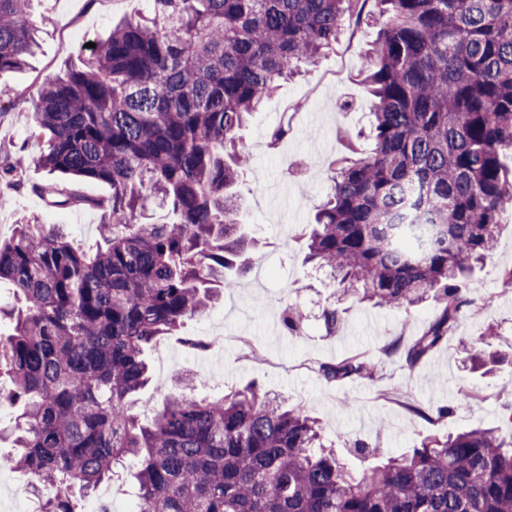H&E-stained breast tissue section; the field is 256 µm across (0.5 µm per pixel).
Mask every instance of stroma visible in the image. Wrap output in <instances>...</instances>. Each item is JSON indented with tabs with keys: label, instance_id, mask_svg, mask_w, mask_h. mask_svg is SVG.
<instances>
[{
	"label": "stroma",
	"instance_id": "stroma-1",
	"mask_svg": "<svg viewBox=\"0 0 512 512\" xmlns=\"http://www.w3.org/2000/svg\"><path fill=\"white\" fill-rule=\"evenodd\" d=\"M31 8L48 19L40 49L26 70L0 74V148L27 154L40 150L24 117L39 85L77 65L84 54L73 44V34L97 42L125 16L149 14L150 0H33ZM376 39L373 23L346 26L336 46L282 83L242 130L250 165L238 186L240 218L251 224L267 272L250 270L206 313L187 321L186 332L211 340L208 351L190 355L175 338L160 340L151 354L152 381L145 392L151 403H161L184 372L195 376L202 394L258 384L269 395L310 410L322 421L325 439L358 470L370 464L374 452L409 453L451 431L493 427L503 439L512 438V365L483 376L463 370L457 353L460 337L491 326L512 339V289L501 284L502 272L512 269V217L502 219L493 257L475 271L477 286L459 335L412 370L399 358L385 357L383 349L394 339L418 336L434 316V303L405 312L352 298L340 302L322 273L303 261L314 208L330 189V164L345 155L347 143L361 152L371 146V96L363 75ZM283 124L290 127L287 138L269 147L270 132ZM50 181L73 184L88 198L112 193L100 181H74L28 167L20 180H0V192L10 200L0 210V240L10 238L20 220L36 219L63 225L78 243L98 241L99 212L47 207L34 187ZM289 305L307 316L294 335L280 320ZM335 306L341 321L330 333L322 313ZM244 337L252 347L241 345ZM357 353L378 362L379 377L330 384L319 375V364ZM466 389L476 392L475 400H463ZM444 408L450 415L442 420L438 412Z\"/></svg>",
	"mask_w": 512,
	"mask_h": 512
}]
</instances>
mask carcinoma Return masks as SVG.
Here are the masks:
<instances>
[{
	"label": "carcinoma",
	"mask_w": 512,
	"mask_h": 512,
	"mask_svg": "<svg viewBox=\"0 0 512 512\" xmlns=\"http://www.w3.org/2000/svg\"><path fill=\"white\" fill-rule=\"evenodd\" d=\"M31 0H0V73L28 65L45 18ZM379 26L370 86L374 148L331 164L305 262L338 297L436 314L404 350L414 369L458 327L462 290L492 256L512 213V0H153L115 25L80 66L48 79L26 112L37 157L0 164L10 181L31 165L107 182L91 199L58 183L48 206L101 213L85 249L56 224L23 221L0 243L6 402L13 449L36 512H80L134 464L140 512H512V442L493 428L436 437L355 473L324 442L310 411L252 384L220 397L195 379L151 415L133 411L150 381L147 352L258 256L239 223L236 186L249 165L237 132L264 99L336 46L347 18ZM159 203L171 219L148 221ZM306 315L288 306L289 334ZM489 327L461 346L470 370L501 362ZM361 354L323 363L329 383L374 379Z\"/></svg>",
	"instance_id": "obj_1"
}]
</instances>
